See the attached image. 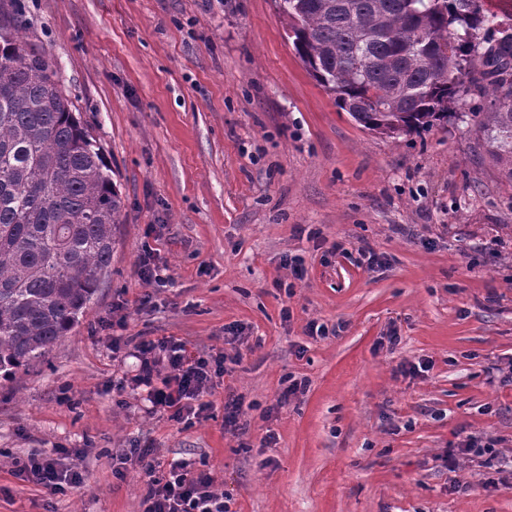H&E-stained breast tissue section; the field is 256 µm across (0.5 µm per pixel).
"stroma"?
<instances>
[{"instance_id":"obj_1","label":"stroma","mask_w":512,"mask_h":512,"mask_svg":"<svg viewBox=\"0 0 512 512\" xmlns=\"http://www.w3.org/2000/svg\"><path fill=\"white\" fill-rule=\"evenodd\" d=\"M0 20L57 64L124 202L82 322L0 380V512H143L144 473L115 475L112 454L146 445L163 467L206 463L233 512H512V471L438 463L475 435L512 460V178L470 118L479 98L448 127L372 134L273 0H0ZM146 258L165 283L139 277ZM172 337L239 360L191 425L128 381L126 350ZM290 377L307 389L277 405ZM48 455L81 486L19 476ZM242 405V397L234 393H229L224 399V430L238 437L244 434L239 425Z\"/></svg>"}]
</instances>
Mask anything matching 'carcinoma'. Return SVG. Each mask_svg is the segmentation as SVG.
Here are the masks:
<instances>
[{
	"label": "carcinoma",
	"mask_w": 512,
	"mask_h": 512,
	"mask_svg": "<svg viewBox=\"0 0 512 512\" xmlns=\"http://www.w3.org/2000/svg\"><path fill=\"white\" fill-rule=\"evenodd\" d=\"M338 110L397 139L448 127L466 97L512 176V32L483 0H274ZM123 203L58 70L0 24V378L45 356L111 273Z\"/></svg>",
	"instance_id": "1"
}]
</instances>
